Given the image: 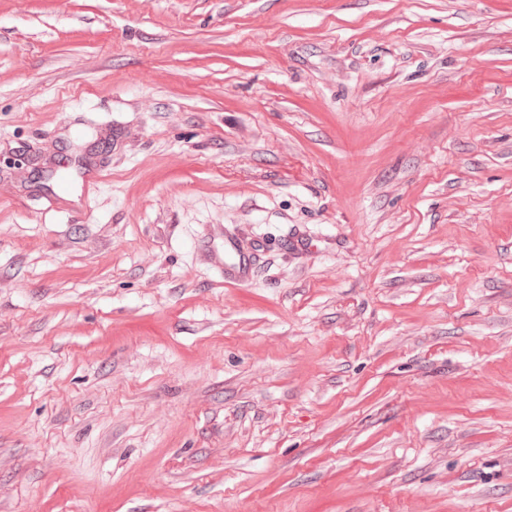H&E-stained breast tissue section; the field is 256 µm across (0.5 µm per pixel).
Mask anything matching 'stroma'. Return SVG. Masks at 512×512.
<instances>
[{"mask_svg":"<svg viewBox=\"0 0 512 512\" xmlns=\"http://www.w3.org/2000/svg\"><path fill=\"white\" fill-rule=\"evenodd\" d=\"M0 512H512V0H0ZM224 256H231L232 263L224 264V278L235 282H246L250 278L251 258L240 239L228 231L224 232Z\"/></svg>","mask_w":512,"mask_h":512,"instance_id":"stroma-1","label":"stroma"}]
</instances>
